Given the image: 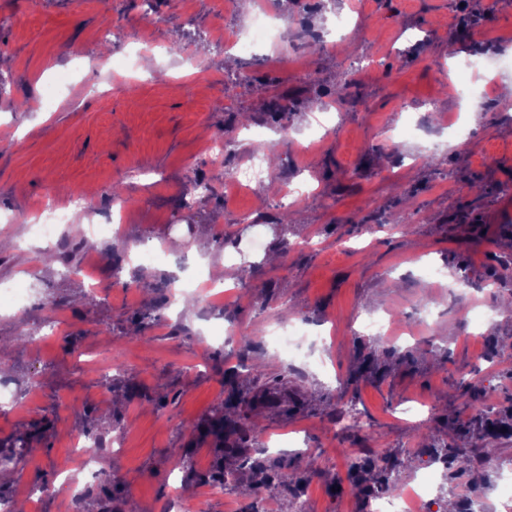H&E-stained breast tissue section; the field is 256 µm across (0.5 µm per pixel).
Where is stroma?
Masks as SVG:
<instances>
[{"mask_svg":"<svg viewBox=\"0 0 512 512\" xmlns=\"http://www.w3.org/2000/svg\"><path fill=\"white\" fill-rule=\"evenodd\" d=\"M190 0L186 12L168 0H0V289L24 281L26 297L0 310V337L20 325L41 329L48 307L59 327L40 345L0 346V366L24 408L0 406L2 440L32 435L30 448L12 468L8 483L25 512H70L63 479L79 484L83 474L70 443L87 426L115 440L100 459L115 481L84 499L82 512H112L133 501L137 512H160L171 485L185 500H203L205 512H251L255 480L241 475L231 485H213L217 455L211 442L192 443L190 426L203 420L225 386L224 374L241 359L261 364V376L240 380L254 393L282 390L287 409H265L261 424L267 453L298 468L300 493L280 491L271 512H291L294 498L309 512H366L344 484L362 449L373 456H398L393 477L405 484L419 474L433 448L470 447L474 412L458 397L460 386L480 383L485 401L512 405V320L492 319L512 296L488 287L501 256L512 253V110L488 106L471 115L467 135L447 128L444 112L460 92L459 60L499 50L485 29L512 32V0H305L296 14L279 0ZM268 8L274 34L294 54L266 65L269 42L255 55L226 54L217 43L235 29H251L256 9ZM354 11L360 54L380 64L375 75L351 90L334 114L327 139L312 154L304 136L316 126L310 101L331 103L330 89L343 78L354 54L313 49V37L336 15ZM120 34L98 39L108 22ZM149 52L138 55L137 38ZM182 51L172 54V44ZM138 57L126 91L108 93L107 59ZM52 111L38 107L46 85L62 71ZM419 119L406 131L402 168L384 141L406 113ZM268 134L273 178L231 192L225 181L251 150L215 161L205 144L223 140L239 126V114ZM406 189L398 198L392 184ZM306 186L298 223L277 226V195L284 186ZM126 198L132 211L118 236L97 245L66 231L78 264L92 267L95 286L67 273L62 262L45 265V245L31 224L45 201L66 202L73 194L93 197L92 208L73 214L80 226L95 219L110 194ZM257 216L239 221L241 211ZM418 220L402 229L401 218ZM315 235L313 249L286 250L298 229ZM263 248L250 258V273L226 263L233 249ZM140 239L160 244V257L130 264L126 247ZM224 266L237 295L224 304L194 302L172 323L162 321L175 279L196 259ZM445 280L432 279V269ZM467 275L465 293L449 281ZM435 310L432 334L391 341L358 336L359 322L372 315L417 327L420 298ZM483 303V328L461 313ZM156 317L132 338L134 320ZM288 312L326 341L304 347L308 369L263 345L270 319ZM242 334L234 351L224 349L225 324ZM495 334L498 354L488 357L485 337ZM119 359L122 371L103 382L88 360ZM372 359L384 372L354 378L356 366ZM362 416L359 429L333 431L337 407ZM419 408L414 420L404 410ZM193 446L192 469H172L171 456ZM488 465L460 477L461 486L502 487L512 467V438L496 442Z\"/></svg>","mask_w":512,"mask_h":512,"instance_id":"stroma-1","label":"stroma"}]
</instances>
